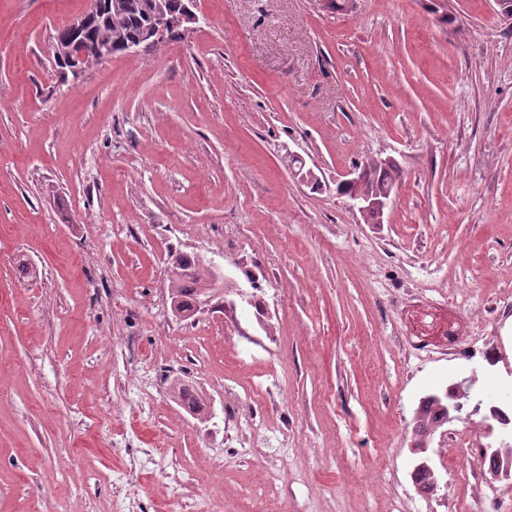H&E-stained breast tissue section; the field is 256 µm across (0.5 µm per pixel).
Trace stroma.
<instances>
[{"label":"stroma","mask_w":512,"mask_h":512,"mask_svg":"<svg viewBox=\"0 0 512 512\" xmlns=\"http://www.w3.org/2000/svg\"><path fill=\"white\" fill-rule=\"evenodd\" d=\"M89 7L0 0V512H459L413 447L452 365L405 350L396 307L512 336V23L194 0L179 37L58 81L52 37ZM385 158L368 224L336 183ZM174 254L223 271L224 306L173 315Z\"/></svg>","instance_id":"35a3bbf8"}]
</instances>
